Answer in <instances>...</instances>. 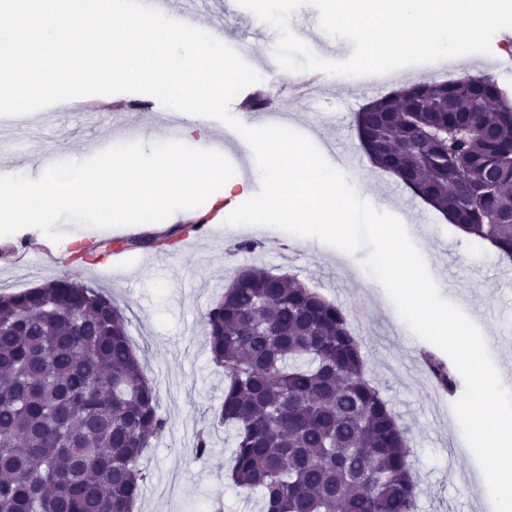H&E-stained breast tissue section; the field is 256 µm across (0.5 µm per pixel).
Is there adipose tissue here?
Segmentation results:
<instances>
[{"label": "adipose tissue", "instance_id": "obj_1", "mask_svg": "<svg viewBox=\"0 0 512 512\" xmlns=\"http://www.w3.org/2000/svg\"><path fill=\"white\" fill-rule=\"evenodd\" d=\"M99 163L93 169H66L54 164H44L39 178L15 172L0 181V212L11 215L16 223L24 224L37 201L49 200L57 212L91 214L104 218L108 223L137 224L157 201L166 202L171 209H181L183 180L175 175L170 157L164 156L151 165H143L132 154L121 157L111 152L98 155ZM223 157L203 151L194 152L186 161L189 170L201 172L196 190L210 191V206L217 211L230 208L249 192L246 183L236 179H223L211 184L206 172L221 168ZM138 192L135 207L118 205L117 197H129ZM184 220H191L192 212L182 211Z\"/></svg>", "mask_w": 512, "mask_h": 512}]
</instances>
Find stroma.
<instances>
[{"instance_id":"1","label":"stroma","mask_w":512,"mask_h":512,"mask_svg":"<svg viewBox=\"0 0 512 512\" xmlns=\"http://www.w3.org/2000/svg\"><path fill=\"white\" fill-rule=\"evenodd\" d=\"M201 29L223 25L225 37H237L243 54L262 66L273 41L271 28L237 0H212ZM295 35L309 46L332 42L336 60L347 59L351 42L329 39L319 26V12L303 6L290 20ZM446 62L416 64L386 73V86L337 84L323 79V88L302 89L274 76L266 104L247 109L251 89L231 104L238 120L281 123L306 135L316 146L332 148L342 161H354L365 173L373 194L385 198V212L398 217L420 250L441 296L461 309L486 336L512 334V261L487 253L483 245L461 239L453 225L398 180L374 168L353 126L359 109L379 96L424 80L458 77ZM133 103L122 123L109 111L86 118L51 106L38 112L0 117V175L41 158L61 167H85L96 157L102 139L122 151L139 152L152 162L160 149L191 153L201 135L219 128L206 119L201 131L169 141L159 116L163 106L152 96L127 93ZM46 232L77 243L98 244L101 258L92 264L67 254L53 260L23 257L20 243L42 242L34 229L0 224V292L15 293L67 276L112 296L129 320L128 335L144 372L156 387L159 412L168 421L165 432L141 458L149 481L136 512H260L257 495L230 485L225 470L232 443L213 427L215 409L223 400L224 373L210 360L204 315L220 298L235 271L256 265L275 274L298 277L328 300L350 312L351 330L362 345L368 377L407 430L409 457L420 478L417 512H494L482 470L453 410L454 396L430 378L423 355L432 344L418 338L387 311L390 298L364 266L366 250L339 259L334 247L268 226H228L223 235L198 238L179 228L168 209L148 211L143 224H109L88 216L74 218L53 212L44 217ZM209 435V451L196 456L198 433Z\"/></svg>"}]
</instances>
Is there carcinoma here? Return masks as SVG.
I'll return each instance as SVG.
<instances>
[{
	"mask_svg": "<svg viewBox=\"0 0 512 512\" xmlns=\"http://www.w3.org/2000/svg\"><path fill=\"white\" fill-rule=\"evenodd\" d=\"M373 165L512 259V104L490 76L423 82L355 114ZM224 370L234 486L263 512H415L406 429L366 375L348 311L236 271L204 316ZM111 296L68 276L0 293V512H133L166 429ZM443 390L453 365L429 355Z\"/></svg>",
	"mask_w": 512,
	"mask_h": 512,
	"instance_id": "carcinoma-1",
	"label": "carcinoma"
}]
</instances>
